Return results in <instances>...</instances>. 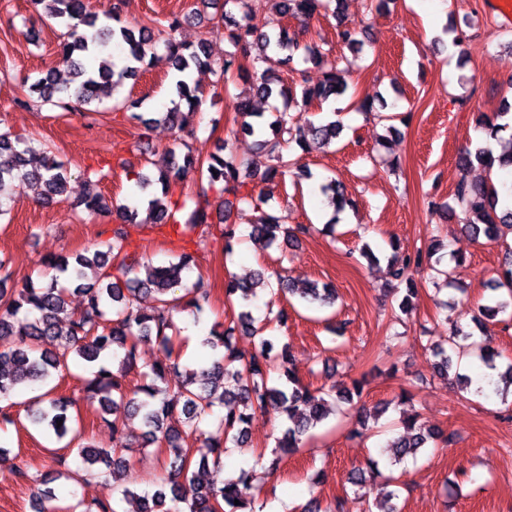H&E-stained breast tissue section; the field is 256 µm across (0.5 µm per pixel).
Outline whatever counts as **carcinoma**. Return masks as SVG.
<instances>
[{"label": "carcinoma", "mask_w": 512, "mask_h": 512, "mask_svg": "<svg viewBox=\"0 0 512 512\" xmlns=\"http://www.w3.org/2000/svg\"><path fill=\"white\" fill-rule=\"evenodd\" d=\"M332 2L278 0V5L283 16L306 21L320 14L337 17ZM32 3L41 7L42 20L66 29L62 47L66 54L75 57L70 78H59L50 72L30 85V91L38 94L42 103L82 109L113 97L126 80L136 78L153 65L147 56L153 49L154 32L147 26L134 29L121 25L120 4L111 3L101 12L91 13L86 0H32ZM229 5L239 7L242 16L233 25L224 27V39L234 48L219 66V78L224 86L236 78L250 81L259 98L268 100L279 96L287 106L291 91L284 87L281 76L260 66L274 53L282 55L279 62L290 67L302 50L306 58H316L326 66L318 85L303 88L304 100H326L346 91L347 84L336 67V60L328 58L319 47L301 46L298 37L289 35L283 27L270 32L258 31L251 24L255 0H224V6ZM180 27L181 20L177 17L169 22L165 55L168 67L182 75L174 82L179 105L147 118L137 112L142 100L131 95L114 104L115 109L132 113V118L146 129L154 123H163L183 130L192 124L202 104L201 93L188 79L192 68L209 63L206 41L195 45L178 41L174 33ZM360 34L362 29L356 24L337 21L338 45L355 49L361 45ZM112 43L125 48V64L120 68L111 55L105 54ZM240 56L251 59V68L237 63ZM235 111L241 118L243 133H261L250 122L251 118L260 117L251 97L238 95ZM268 128L270 135L261 140V146L275 165L262 174L263 180L284 177L290 172L291 149L297 147L307 152L314 144L332 143L341 133V126L335 120L312 123L301 130L292 124L286 111L275 113ZM22 144L19 136L0 134V189L17 183L40 189L45 201L63 196L68 178L64 164L48 153L35 161ZM190 170L199 173L224 198V212L219 214L218 222H213L211 204L206 197L190 199L193 208L185 220L180 219L179 203H174L172 208L161 203V199L174 194ZM255 179L251 164L234 153L229 136L224 139V155H213L205 161L189 150L178 158L172 152L158 167L156 179L146 177L137 182V187L143 190L155 181L160 184L162 194L160 199L148 200L147 217L142 223L169 225L178 234L188 228L214 229L224 239L225 254L230 255L235 228L227 220L235 203L247 201L260 212L249 235L264 247L270 248L280 241L293 243L307 234V226L290 227L285 224V217L263 210L266 200L249 188ZM86 185L88 190L76 206L84 207L91 215L113 211L121 221L112 229V238L104 244V249L87 250L70 258L43 259V265L55 270L57 275L38 285L27 282L20 288L8 289L4 287L5 280L0 279V400L10 399L21 386L47 384L71 372L72 364L82 362L85 364V375L81 377L84 399L95 407L114 441V447L108 449L93 446L75 425L76 418L71 414L75 406L73 399L55 394L54 385L40 394L27 406L30 424L52 433L59 441L67 440L66 446L79 459L80 467L75 471L48 470L42 488L36 493L35 512H64V508L53 504L57 496L48 487L50 483L62 478L73 480L80 474L85 480L98 478L112 468H129L128 453L132 448L125 429L127 417H138L141 421L142 432L135 439L136 447L160 450L166 463L165 473L153 492L139 493L127 484L119 489L122 498L137 502V512H256L255 504L262 491L261 478L252 468L228 472L224 464L225 449L245 445L253 415L273 410L284 416L286 424L275 452L295 453L303 447L309 431L336 411V402L352 404L354 399L362 397L363 382L355 380L350 388L329 389H312L303 384L291 368L288 344H283L280 352H274L275 336L268 333L267 325H255L249 306L258 289L268 288L274 297L297 296L310 304L331 307L335 303L334 290L279 274L274 286L263 270L248 278L232 277L225 283V296L230 303L238 302L239 313L233 325L221 331L210 329L206 344L215 354L210 367L198 372L186 365L158 360L140 368L139 345L153 342L163 350H172L174 314L199 311L209 299L210 288L201 277L189 286L184 283V272L191 262V256L184 251L164 266L145 267L143 279L129 278L140 258L129 249L124 225L137 223L139 211L126 205L113 209L99 190L98 182L88 178ZM321 190L335 208L340 210L347 204L335 182L323 185ZM453 200L463 221L462 228L474 239L483 236L496 241L503 235V229L512 230V209H498L497 190L492 184L463 177L455 186ZM425 260L423 251L417 250L402 257L394 255L388 261L390 277L409 285L399 303L404 312L409 310L415 295L411 274ZM488 289L491 295L486 303L478 306L475 316L479 323L512 309V260L504 263L499 278ZM76 292L84 297L79 310L70 306V296ZM142 293L151 295L155 305L149 309L138 306V296ZM21 314L27 318V324L19 335L15 321ZM237 329L245 335L259 337L258 345L249 350L233 345L231 336ZM472 348L479 349L488 369H497V353L489 340L477 343L472 340V334L454 328L448 336V346L433 347L437 372L448 373L453 361H461ZM108 350L120 355L117 368L112 370L99 365L102 353ZM274 355L281 359L280 373L275 380L270 378ZM132 372L138 374L142 383H127V376ZM215 407L224 409V414L219 417L216 430L207 433L199 427L201 416L212 413ZM177 415L202 437L200 447H185L182 433L171 425ZM400 418L402 431L390 444L394 464L417 455L431 443L448 444V437L420 422L418 413L403 410ZM368 467L367 471L358 468L348 477V483L362 491L363 496H373L368 512H400L394 503L399 498V478L390 476L377 485L366 476V472L376 471V464L371 461Z\"/></svg>", "instance_id": "obj_1"}]
</instances>
